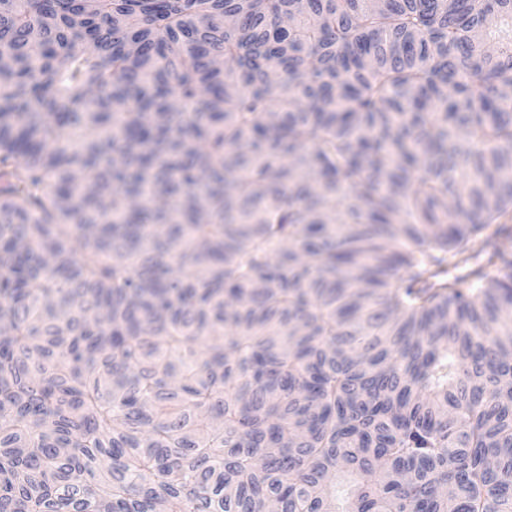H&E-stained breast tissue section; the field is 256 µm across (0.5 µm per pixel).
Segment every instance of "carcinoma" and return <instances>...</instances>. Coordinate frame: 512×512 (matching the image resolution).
<instances>
[{
  "instance_id": "obj_1",
  "label": "carcinoma",
  "mask_w": 512,
  "mask_h": 512,
  "mask_svg": "<svg viewBox=\"0 0 512 512\" xmlns=\"http://www.w3.org/2000/svg\"><path fill=\"white\" fill-rule=\"evenodd\" d=\"M0 59V512H512V0H0Z\"/></svg>"
}]
</instances>
